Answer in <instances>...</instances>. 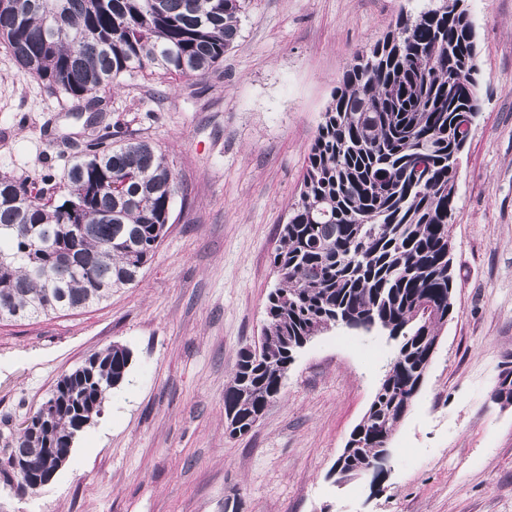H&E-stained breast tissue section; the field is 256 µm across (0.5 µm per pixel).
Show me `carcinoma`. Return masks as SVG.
<instances>
[{
	"mask_svg": "<svg viewBox=\"0 0 512 512\" xmlns=\"http://www.w3.org/2000/svg\"><path fill=\"white\" fill-rule=\"evenodd\" d=\"M242 0H0V43L22 74L100 119V95L133 70L202 79L239 37ZM464 0L398 17L395 30L338 79L310 145L299 198L272 264L265 339L240 349L224 415L249 428L282 388L301 342L330 327L401 338L334 466L366 473L427 375L429 343L454 309L448 258L456 161L480 112L476 33ZM468 84L450 96L448 81ZM176 178L146 140L87 141L63 185L36 187L0 173V321L37 320L101 304L139 283L165 234ZM131 350L114 343L62 375L12 428L3 420L5 470L66 463L74 440L127 379Z\"/></svg>",
	"mask_w": 512,
	"mask_h": 512,
	"instance_id": "carcinoma-1",
	"label": "carcinoma"
}]
</instances>
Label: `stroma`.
Here are the masks:
<instances>
[{
  "instance_id": "obj_1",
  "label": "stroma",
  "mask_w": 512,
  "mask_h": 512,
  "mask_svg": "<svg viewBox=\"0 0 512 512\" xmlns=\"http://www.w3.org/2000/svg\"><path fill=\"white\" fill-rule=\"evenodd\" d=\"M431 0H243L240 36L197 79L125 75L88 127L74 101L22 76L0 44V171L62 177L86 141H149L178 184L138 285L72 315L0 323V417L22 423L59 376L118 342L127 381L39 489L0 480V512H512V0H465L481 112L452 218L454 312L390 446L383 494L329 472L396 342L336 327L299 350L279 397L229 436L224 389L257 344L271 264L337 78L400 14Z\"/></svg>"
}]
</instances>
